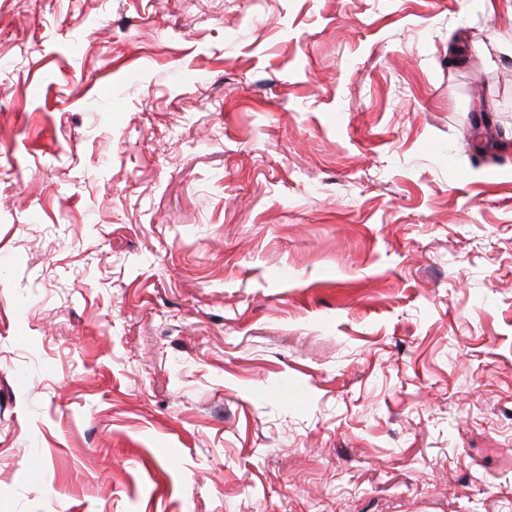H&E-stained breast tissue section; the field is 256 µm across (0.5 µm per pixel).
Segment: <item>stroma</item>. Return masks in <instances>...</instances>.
Here are the masks:
<instances>
[{
  "instance_id": "obj_1",
  "label": "stroma",
  "mask_w": 512,
  "mask_h": 512,
  "mask_svg": "<svg viewBox=\"0 0 512 512\" xmlns=\"http://www.w3.org/2000/svg\"><path fill=\"white\" fill-rule=\"evenodd\" d=\"M507 102L512 0H0V512H512Z\"/></svg>"
}]
</instances>
